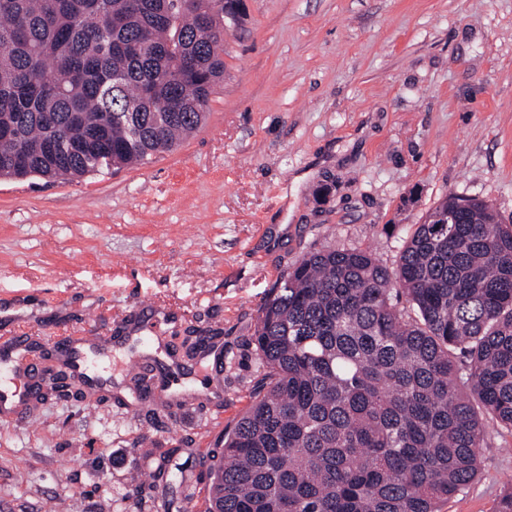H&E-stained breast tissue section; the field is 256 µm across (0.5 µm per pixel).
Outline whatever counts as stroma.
I'll return each mask as SVG.
<instances>
[{"mask_svg": "<svg viewBox=\"0 0 512 512\" xmlns=\"http://www.w3.org/2000/svg\"><path fill=\"white\" fill-rule=\"evenodd\" d=\"M242 3L207 119L173 151L0 179V336L124 339L101 389L0 424V512H126L148 452L171 448L186 477L166 496L201 512L188 482L250 404L255 323L290 267L350 248L394 266L451 192L512 222V0ZM511 479L512 433L488 426L478 478L440 512H494Z\"/></svg>", "mask_w": 512, "mask_h": 512, "instance_id": "35a3bbf8", "label": "stroma"}]
</instances>
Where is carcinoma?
<instances>
[{"mask_svg": "<svg viewBox=\"0 0 512 512\" xmlns=\"http://www.w3.org/2000/svg\"><path fill=\"white\" fill-rule=\"evenodd\" d=\"M241 0H0V178H81L168 153L224 80ZM405 305L398 306V301ZM252 401L204 512H438L512 432V224L450 193L395 266L312 251L262 307Z\"/></svg>", "mask_w": 512, "mask_h": 512, "instance_id": "obj_1", "label": "carcinoma"}]
</instances>
